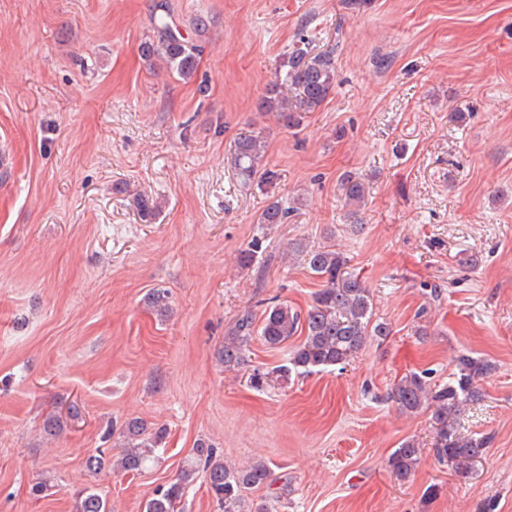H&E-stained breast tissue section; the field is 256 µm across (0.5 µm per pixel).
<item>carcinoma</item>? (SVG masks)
Masks as SVG:
<instances>
[{"mask_svg": "<svg viewBox=\"0 0 512 512\" xmlns=\"http://www.w3.org/2000/svg\"><path fill=\"white\" fill-rule=\"evenodd\" d=\"M156 38L141 44V55L147 61L190 78L197 69L201 46L184 36L169 20L166 13L154 16ZM336 82V48L330 46L314 51L310 44H295L275 72L274 79L266 84L257 104V111L273 114L284 127H296L302 113L319 107L330 95ZM266 144L254 135L241 136L230 152L227 161L243 184L256 180H271L272 172L266 168ZM343 206L355 216L364 205L367 188L352 176L341 182ZM136 205L141 218L152 223L159 205L152 198L140 195ZM296 211L276 200L260 214V224H286ZM300 263L321 280L312 304L304 312L276 299L265 302L261 326L251 311L238 317L224 336V345L218 351L224 367L234 370L248 363L247 351L254 337L259 336L271 347H279L291 337L302 333L303 339L289 350L286 363L271 372L259 371L252 375L256 384L269 377L288 382L292 376H301L334 366H343L365 346L371 336L386 337L389 326L373 320V304L368 289L361 278L348 270L349 259L336 244L325 241L317 245L300 244L296 248ZM145 301L158 316L170 310L169 292L151 289ZM495 365L480 356L462 353L454 359L448 382L431 387L428 373L410 372L402 376L391 388L389 399L399 410L416 413L431 410L433 453L441 464H448L458 471H466L483 455L491 439L465 434L459 419L467 406L483 398L480 382L491 375ZM123 435L127 439L122 457L110 465L106 452L98 448L85 459V467L98 473L107 466L117 473L143 470L147 462L155 459L154 451L164 439V431L147 430L144 422L132 420L125 424ZM423 456L415 440L406 439L388 457V468L399 481L408 480L416 471ZM204 472L207 491L221 512H269L268 505L260 502L247 506V492L272 482V469L265 461H255L243 467H231L215 448L199 443L192 449L177 477L159 486L146 501L144 512H179V505L186 489L198 472ZM73 512H112L110 501L91 488L79 490L74 495Z\"/></svg>", "mask_w": 512, "mask_h": 512, "instance_id": "obj_1", "label": "carcinoma"}]
</instances>
